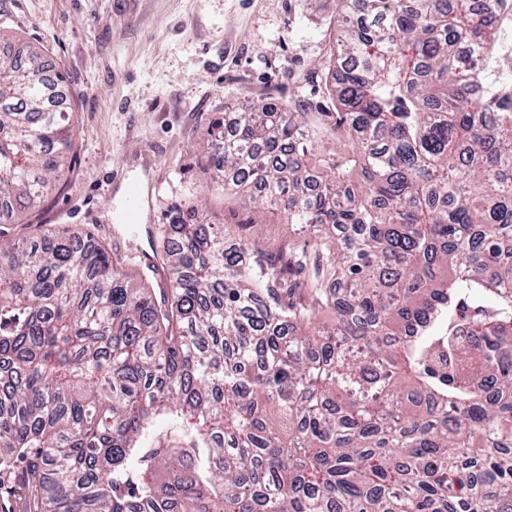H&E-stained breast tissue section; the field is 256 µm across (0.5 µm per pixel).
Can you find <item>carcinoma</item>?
<instances>
[{
  "instance_id": "cac0c4a2",
  "label": "carcinoma",
  "mask_w": 512,
  "mask_h": 512,
  "mask_svg": "<svg viewBox=\"0 0 512 512\" xmlns=\"http://www.w3.org/2000/svg\"><path fill=\"white\" fill-rule=\"evenodd\" d=\"M511 1L336 0L315 175L298 113L215 122L214 190L309 252L176 208L158 299L94 238H0V512H512ZM62 81L0 55V224L76 152Z\"/></svg>"
}]
</instances>
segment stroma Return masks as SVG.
Here are the masks:
<instances>
[{"label": "stroma", "mask_w": 512, "mask_h": 512, "mask_svg": "<svg viewBox=\"0 0 512 512\" xmlns=\"http://www.w3.org/2000/svg\"><path fill=\"white\" fill-rule=\"evenodd\" d=\"M335 28L336 0H0V42L38 46L61 71L78 144L64 184L0 232L69 228L120 254V171L146 180L143 220L191 203L263 247L305 248L281 209L212 191L202 162L215 120L272 97L319 125Z\"/></svg>", "instance_id": "obj_1"}]
</instances>
